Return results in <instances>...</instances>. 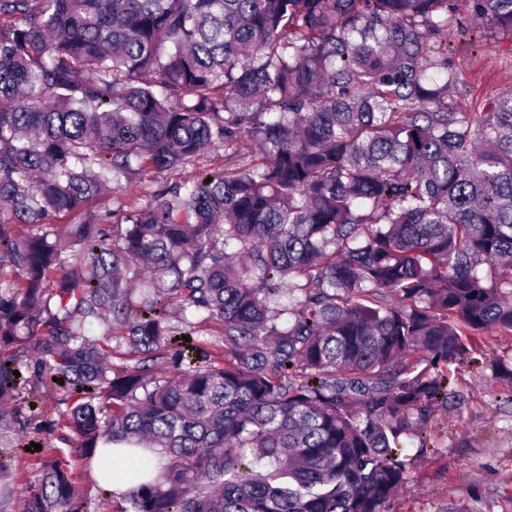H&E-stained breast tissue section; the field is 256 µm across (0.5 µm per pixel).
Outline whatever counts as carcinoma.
<instances>
[{
  "label": "carcinoma",
  "mask_w": 512,
  "mask_h": 512,
  "mask_svg": "<svg viewBox=\"0 0 512 512\" xmlns=\"http://www.w3.org/2000/svg\"><path fill=\"white\" fill-rule=\"evenodd\" d=\"M470 2L512 36V0ZM454 19V0H0V205L36 228L0 226L21 275L0 346L64 380L86 463L137 449L123 512H389L436 412L469 403L475 335H512V94L454 110ZM245 141L242 169L85 219L120 175ZM198 319L219 364L182 339ZM41 468L27 512H83L69 462ZM197 332L193 334L194 344H199L208 353L210 359L217 362L224 361V345L221 342L222 327L216 323H202L197 325Z\"/></svg>",
  "instance_id": "1"
}]
</instances>
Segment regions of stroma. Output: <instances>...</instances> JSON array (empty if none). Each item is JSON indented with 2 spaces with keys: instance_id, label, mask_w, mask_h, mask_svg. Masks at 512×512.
I'll return each mask as SVG.
<instances>
[{
  "instance_id": "1",
  "label": "stroma",
  "mask_w": 512,
  "mask_h": 512,
  "mask_svg": "<svg viewBox=\"0 0 512 512\" xmlns=\"http://www.w3.org/2000/svg\"><path fill=\"white\" fill-rule=\"evenodd\" d=\"M457 21L448 31V56L458 82L453 106L459 112L482 111L487 101L512 92V39L474 21L468 0H455ZM247 151L231 155L215 148L198 160L131 183L114 181L110 194L90 201L87 212L102 220L117 201L140 199L159 186L193 181L202 174L245 166ZM0 358L16 359L21 380L15 432L0 438V512H26L29 485L41 476L48 455L65 454L81 493L84 512H121L125 503L92 467L77 457L76 443L62 418L67 406L62 388L42 379L29 346L0 348ZM470 401L462 412L437 414L432 422L438 458L415 469L394 500L393 512H512V377L491 370L463 369ZM38 450H31V443Z\"/></svg>"
}]
</instances>
